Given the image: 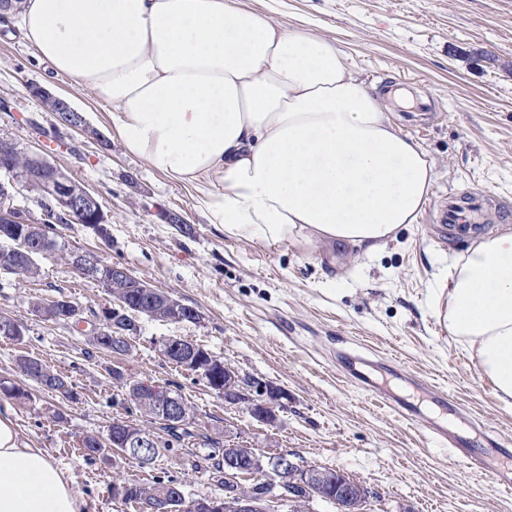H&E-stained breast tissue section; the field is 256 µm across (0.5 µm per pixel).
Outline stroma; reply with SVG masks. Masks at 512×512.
I'll return each mask as SVG.
<instances>
[{
  "label": "stroma",
  "mask_w": 512,
  "mask_h": 512,
  "mask_svg": "<svg viewBox=\"0 0 512 512\" xmlns=\"http://www.w3.org/2000/svg\"><path fill=\"white\" fill-rule=\"evenodd\" d=\"M240 6L332 43L368 84L398 88L389 115L434 161L436 180L417 223L375 253L325 241L272 248L218 232L194 192L126 152L110 107L55 73L20 37L0 31V137L18 151H41L100 202L108 238L82 224L60 226L71 244L128 268L152 287L195 307L199 322L140 319L127 354L89 352L85 335L42 321L32 298L70 297L97 309L109 298L69 265L41 261L22 281L0 270V313L22 322L18 340L0 338V380L28 399L0 401L21 441L45 449L71 482L81 512H135L114 497L127 475H171L186 497L224 493L207 469L192 468L205 434L256 452L290 453L301 466L348 474L372 493L369 512H512V494L464 462L449 461L422 422L403 419L383 396L412 398L427 417L468 435L495 432L512 447V408L481 377L475 360L435 318L430 294L468 244L449 241L434 207L446 193L483 192L512 212V0H238ZM37 84L67 99L105 138V146L59 121L31 97ZM181 336L240 373L287 394L275 424L225 404L197 376L163 358L157 341ZM371 360L379 393L346 375L338 352ZM33 356L69 376L79 396L26 381L17 360ZM179 393L195 408L196 439L146 468L115 453L90 459L78 440L106 435L115 419L147 427L113 368ZM413 372L452 395L446 413L406 382ZM65 421H58L57 413Z\"/></svg>",
  "instance_id": "35a3bbf8"
}]
</instances>
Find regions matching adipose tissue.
<instances>
[{"mask_svg": "<svg viewBox=\"0 0 512 512\" xmlns=\"http://www.w3.org/2000/svg\"><path fill=\"white\" fill-rule=\"evenodd\" d=\"M9 21L226 235L371 252L429 201V153L335 46L235 0H22ZM432 306L512 407V227L454 259ZM0 512H80L62 470L3 415Z\"/></svg>", "mask_w": 512, "mask_h": 512, "instance_id": "ef3b65f1", "label": "adipose tissue"}]
</instances>
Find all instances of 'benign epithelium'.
<instances>
[{
    "label": "benign epithelium",
    "mask_w": 512,
    "mask_h": 512,
    "mask_svg": "<svg viewBox=\"0 0 512 512\" xmlns=\"http://www.w3.org/2000/svg\"><path fill=\"white\" fill-rule=\"evenodd\" d=\"M30 94L37 100L54 102L56 112L70 113L74 119L67 126L81 131L99 145H104L98 134L91 130L85 117L75 110L62 97L56 96L46 88L33 84ZM14 145L0 151V173L5 172L16 177L14 165ZM26 168L24 181L39 182L43 196L51 200L54 206L67 217L79 219L87 225L103 227L106 223L104 212L98 199L86 188L60 172L59 168L44 154L29 152L25 154ZM1 224H20L14 229L12 246L0 250V266L12 264L19 249H25L26 258L34 262L51 252L50 241L43 237V226L34 222L18 219L9 211L0 209ZM71 267L84 279L93 278L98 254L79 248L70 249ZM125 305L120 301L112 302L93 316L91 335L98 338L101 345H106L118 338L117 321L122 317ZM159 353L167 360L181 357L180 364L193 370L205 381L213 377L211 365L204 363V357L198 353L195 344H186L180 339L166 336L158 341ZM224 402L237 406L247 403L251 415L259 422L272 425L277 420L276 409L282 407L284 392L259 378L242 374L225 364ZM146 400L158 410L160 425L174 426L182 422L183 404L180 398L155 389H150ZM116 433L112 434V447L124 456L136 461H143L156 446L154 433L146 431L126 420L113 421ZM262 470L272 475L261 484L224 491V512H268L269 507L288 506L312 499L330 503L338 512H366L370 492L358 481L341 475L336 478L334 472L320 467H303L295 462L286 452H273L268 456L258 455L248 448L224 447V479L231 482L235 477L248 471Z\"/></svg>",
    "instance_id": "1"
}]
</instances>
